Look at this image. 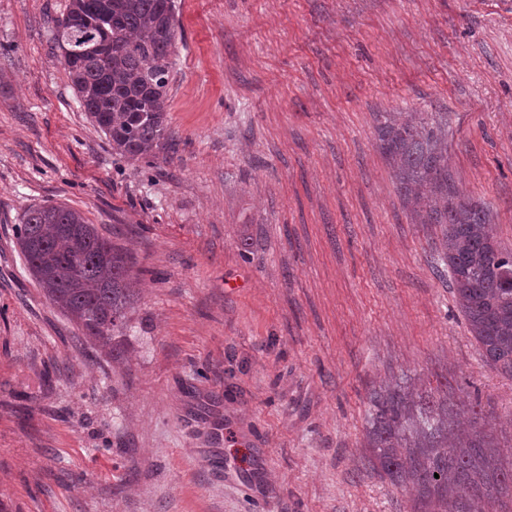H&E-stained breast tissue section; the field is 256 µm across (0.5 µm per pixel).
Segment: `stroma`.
Instances as JSON below:
<instances>
[{
	"instance_id": "stroma-1",
	"label": "stroma",
	"mask_w": 512,
	"mask_h": 512,
	"mask_svg": "<svg viewBox=\"0 0 512 512\" xmlns=\"http://www.w3.org/2000/svg\"><path fill=\"white\" fill-rule=\"evenodd\" d=\"M69 0H0V512H410L366 462L381 381L447 388L512 463L486 363L379 149L448 124V176L512 249V0H175L171 137L113 154L54 44ZM73 208L128 252L112 359L15 227Z\"/></svg>"
}]
</instances>
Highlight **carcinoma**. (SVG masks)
Here are the masks:
<instances>
[{
    "instance_id": "obj_1",
    "label": "carcinoma",
    "mask_w": 512,
    "mask_h": 512,
    "mask_svg": "<svg viewBox=\"0 0 512 512\" xmlns=\"http://www.w3.org/2000/svg\"><path fill=\"white\" fill-rule=\"evenodd\" d=\"M66 15L86 19L68 32L56 23V48L84 111L112 151L148 158L168 140L175 0H70ZM112 50L88 49L100 29ZM380 149L418 224L443 226L439 262L487 363L512 376V252L492 236L486 213L460 198L448 180V130L423 112H388L377 127ZM17 244L50 302L85 335L119 355L136 294L128 255L72 208L30 210ZM364 445L368 464L414 492L412 512H477L512 489V468L492 442L455 423L448 391H413L385 382L369 397Z\"/></svg>"
}]
</instances>
